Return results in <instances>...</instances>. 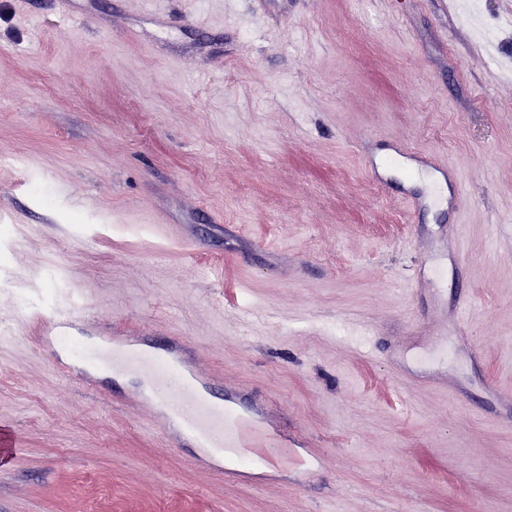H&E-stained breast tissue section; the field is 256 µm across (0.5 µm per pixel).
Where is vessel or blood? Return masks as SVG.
<instances>
[{
    "label": "vessel or blood",
    "instance_id": "1",
    "mask_svg": "<svg viewBox=\"0 0 512 512\" xmlns=\"http://www.w3.org/2000/svg\"><path fill=\"white\" fill-rule=\"evenodd\" d=\"M395 152L447 179L453 187L450 204L461 210L465 190L448 162L404 144L397 145ZM471 306V294L459 292L439 308L437 318L450 323L451 332L435 333L423 324L402 331L394 358L395 379L404 385L422 384L443 395L454 392L445 373L413 365L405 352L421 346L450 347L478 358L480 350L469 341L464 323ZM72 321V315H56L39 339L40 349L51 356L57 372L86 385L102 371L141 375L147 386L131 397V405L160 423L168 445L197 448L194 464L198 469L219 474L228 484L256 488L271 482V468L287 459L289 449L300 447L299 437L277 431L267 408L244 395L228 394L220 401L203 397L202 390L212 377L201 371L199 356L185 342L173 340L161 355L144 350L135 336H106L98 344L72 348L68 345ZM483 390L495 406L512 409L511 384L489 378Z\"/></svg>",
    "mask_w": 512,
    "mask_h": 512
}]
</instances>
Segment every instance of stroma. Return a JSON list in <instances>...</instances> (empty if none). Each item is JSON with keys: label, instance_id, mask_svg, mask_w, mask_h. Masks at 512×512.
Segmentation results:
<instances>
[{"label": "stroma", "instance_id": "1", "mask_svg": "<svg viewBox=\"0 0 512 512\" xmlns=\"http://www.w3.org/2000/svg\"><path fill=\"white\" fill-rule=\"evenodd\" d=\"M399 142L454 164L464 216L394 160ZM1 156L0 314L23 327L0 336L16 442L0 512H512V430L481 411L483 379L512 383V0L472 18L464 0H0ZM458 228L459 272L436 247ZM423 260L440 294H473L481 357L421 353L456 398L385 363L392 331L437 325L432 297L409 292ZM65 303L91 318L70 330L79 345L184 337L214 398L269 407L322 470L303 483L286 464L262 488L199 471L127 406L136 373L93 391L37 349Z\"/></svg>", "mask_w": 512, "mask_h": 512}]
</instances>
